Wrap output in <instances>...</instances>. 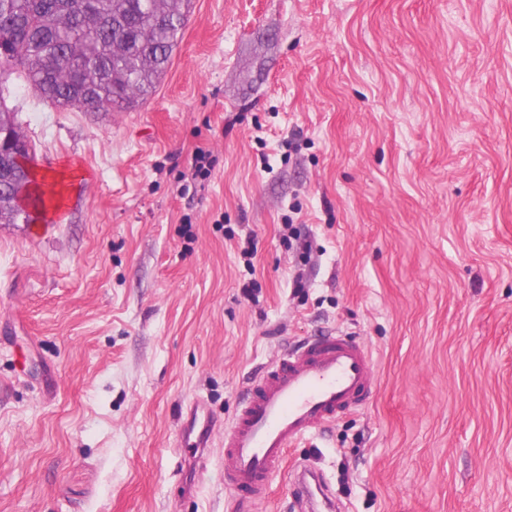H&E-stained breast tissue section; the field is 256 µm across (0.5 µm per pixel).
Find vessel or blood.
I'll return each mask as SVG.
<instances>
[{"label": "vessel or blood", "mask_w": 512, "mask_h": 512, "mask_svg": "<svg viewBox=\"0 0 512 512\" xmlns=\"http://www.w3.org/2000/svg\"><path fill=\"white\" fill-rule=\"evenodd\" d=\"M373 367L366 347L343 334L284 349L251 381L230 425L218 423L203 401H193L188 412L200 420L201 429L194 437L183 434V442L203 457L213 437H220L228 492H247L252 503H259L288 448L362 404L374 384ZM315 477L307 468L295 474L307 512L316 505Z\"/></svg>", "instance_id": "b4317fda"}]
</instances>
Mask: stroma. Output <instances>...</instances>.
I'll use <instances>...</instances> for the list:
<instances>
[{
	"label": "stroma",
	"instance_id": "1",
	"mask_svg": "<svg viewBox=\"0 0 512 512\" xmlns=\"http://www.w3.org/2000/svg\"><path fill=\"white\" fill-rule=\"evenodd\" d=\"M7 86L79 176L0 224V512H238L181 409L231 422L331 330L374 389L255 512H299L303 465L345 512H512V0H192L131 111Z\"/></svg>",
	"mask_w": 512,
	"mask_h": 512
}]
</instances>
